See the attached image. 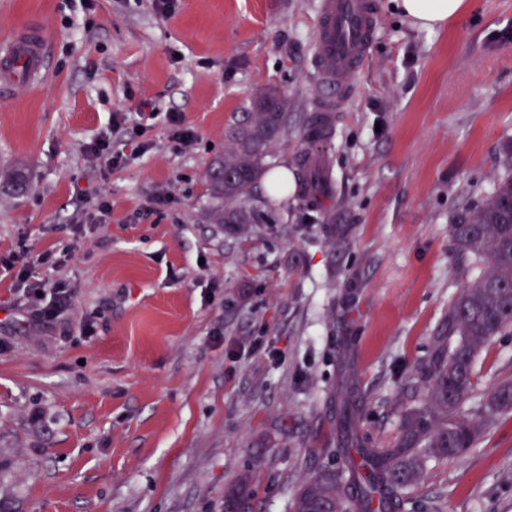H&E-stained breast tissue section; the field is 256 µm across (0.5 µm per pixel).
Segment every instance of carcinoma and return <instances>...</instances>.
Masks as SVG:
<instances>
[{
    "label": "carcinoma",
    "mask_w": 512,
    "mask_h": 512,
    "mask_svg": "<svg viewBox=\"0 0 512 512\" xmlns=\"http://www.w3.org/2000/svg\"><path fill=\"white\" fill-rule=\"evenodd\" d=\"M278 89L257 91L250 111L226 129L224 159L209 169L215 223L235 232L257 215L247 206L274 143L288 135V100ZM311 115L304 131L310 144L325 140ZM507 174L498 178L475 209L450 225L455 249L489 267L470 280L448 311L438 334L436 359L428 372L432 411L406 418L393 448H345L339 471L323 469L295 493L290 512H398L401 491L413 485L426 460L462 457L477 446L485 430L512 413V381L499 383L470 405L478 352L496 336L512 333V145L504 147ZM242 477L224 493V512H252Z\"/></svg>",
    "instance_id": "1"
}]
</instances>
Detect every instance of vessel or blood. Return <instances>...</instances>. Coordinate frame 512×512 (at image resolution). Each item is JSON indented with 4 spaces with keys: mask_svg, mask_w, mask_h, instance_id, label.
Instances as JSON below:
<instances>
[{
    "mask_svg": "<svg viewBox=\"0 0 512 512\" xmlns=\"http://www.w3.org/2000/svg\"><path fill=\"white\" fill-rule=\"evenodd\" d=\"M377 0H320V23L312 60L329 97L319 107L330 114L347 100L351 78L365 64L376 24ZM48 42L43 24H27L0 37V96L13 98L43 82Z\"/></svg>",
    "mask_w": 512,
    "mask_h": 512,
    "instance_id": "vessel-or-blood-1",
    "label": "vessel or blood"
}]
</instances>
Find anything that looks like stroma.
<instances>
[{
	"mask_svg": "<svg viewBox=\"0 0 512 512\" xmlns=\"http://www.w3.org/2000/svg\"><path fill=\"white\" fill-rule=\"evenodd\" d=\"M318 0H0V34L43 21L46 79L0 99V255L74 244L58 323L31 327L0 279V506L8 512H224L247 474L254 512L342 467L345 415L390 448L428 405L437 331L475 269L449 226L504 173L512 0L451 25L379 0L369 56L325 144L330 195L306 207L256 183L257 223H213L206 173L253 94L288 96L267 169L300 184L323 96ZM152 103L145 153L103 170L87 145ZM196 142L177 147L166 113ZM162 193L174 197L152 209ZM105 224L79 225L96 198ZM91 323L95 333L82 332ZM270 351L253 349V341ZM476 397L512 380V334L475 365ZM400 512H512V415L461 459L429 458Z\"/></svg>",
	"mask_w": 512,
	"mask_h": 512,
	"instance_id": "35a3bbf8",
	"label": "stroma"
}]
</instances>
